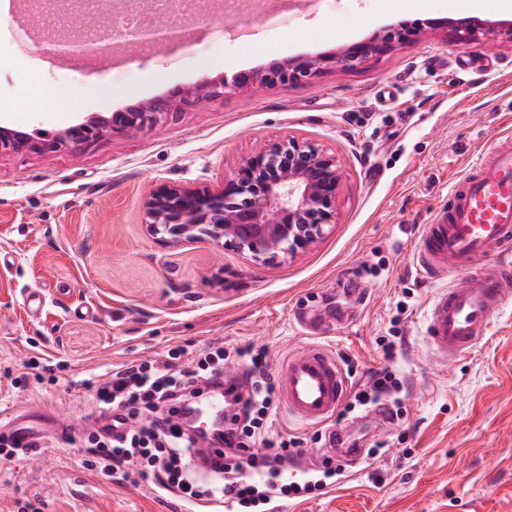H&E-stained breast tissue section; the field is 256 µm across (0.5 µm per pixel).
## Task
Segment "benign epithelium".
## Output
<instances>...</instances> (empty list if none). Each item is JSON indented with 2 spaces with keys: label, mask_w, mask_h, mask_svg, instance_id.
Masks as SVG:
<instances>
[{
  "label": "benign epithelium",
  "mask_w": 512,
  "mask_h": 512,
  "mask_svg": "<svg viewBox=\"0 0 512 512\" xmlns=\"http://www.w3.org/2000/svg\"><path fill=\"white\" fill-rule=\"evenodd\" d=\"M448 28L458 45L466 46L477 32L512 42V22L470 18L439 21L431 29ZM423 28L404 25L338 53L285 59L267 68L241 73L232 80L203 78L165 99L138 102L119 112L90 113L50 139L0 126L3 152L46 154L62 148L79 150L106 135L135 136L168 121L171 114L222 99L254 84H299L335 67H354L395 49L412 47ZM182 39L164 13L136 28H96L78 38L59 32L46 48L59 56L96 58L110 48L163 45ZM341 178L336 156L296 137L269 142L244 157L234 171L216 184L186 185L160 181L143 203L149 235L167 245L208 238L232 247L258 264L296 257L322 238L336 223Z\"/></svg>",
  "instance_id": "1"
}]
</instances>
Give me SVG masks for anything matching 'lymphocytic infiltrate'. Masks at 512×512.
<instances>
[{"mask_svg":"<svg viewBox=\"0 0 512 512\" xmlns=\"http://www.w3.org/2000/svg\"><path fill=\"white\" fill-rule=\"evenodd\" d=\"M239 351L211 345L198 351L175 347L160 360L133 361L113 370L96 391L101 409L116 412L123 430L115 436L91 433L90 454L103 472L136 470L152 476L157 487L193 505L224 503L265 512L276 498H302L339 476L336 458L322 461L320 479L294 480L287 470L299 438L270 445L274 380L264 353L250 356L247 393H234L230 421L214 427L205 440L220 449L223 465L200 479L192 461L203 438L174 421L179 407L224 384V367Z\"/></svg>","mask_w":512,"mask_h":512,"instance_id":"1","label":"lymphocytic infiltrate"}]
</instances>
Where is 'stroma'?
<instances>
[{
	"mask_svg": "<svg viewBox=\"0 0 512 512\" xmlns=\"http://www.w3.org/2000/svg\"><path fill=\"white\" fill-rule=\"evenodd\" d=\"M451 15L449 0L416 10L407 0H305L274 23L245 10L192 23L177 13L169 22L186 47L146 46L110 67L45 52L56 20L33 26L24 0H0V126L47 138L205 77ZM510 123L512 43L481 35L462 47L428 29L410 49L298 85L255 84L134 137L0 155V411L40 406L86 427L100 413L98 382L130 361L219 341L264 351L275 375L318 344L351 366L353 389L372 371L395 373L404 414L379 426L357 410L315 427L277 410L270 439L304 440L298 479L323 459L315 432L385 449L312 498L275 499L271 512H512V307L471 350L441 363L424 331L435 288L410 268L423 226L447 206L475 148ZM288 136L340 165L337 222L304 252L263 265L207 240L168 247L147 235L143 201L157 182L215 183ZM384 336L396 339L394 358ZM32 359L42 380L24 377ZM85 453L82 435L48 436L32 460H0V512L20 501L38 512H183L151 477L87 470Z\"/></svg>",
	"mask_w": 512,
	"mask_h": 512,
	"instance_id": "obj_1",
	"label": "stroma"
}]
</instances>
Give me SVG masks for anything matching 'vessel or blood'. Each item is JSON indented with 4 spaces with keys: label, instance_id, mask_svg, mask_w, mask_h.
<instances>
[{
    "label": "vessel or blood",
    "instance_id": "b4317fda",
    "mask_svg": "<svg viewBox=\"0 0 512 512\" xmlns=\"http://www.w3.org/2000/svg\"><path fill=\"white\" fill-rule=\"evenodd\" d=\"M452 202L425 225L413 261L419 277L435 284L449 262L465 271L453 286L437 288L425 334L439 358L456 359L486 335L492 317L512 302V135L487 142L472 171L456 180ZM241 372L222 389L198 399L191 417L201 426L224 420V391L240 388ZM349 381L335 356L311 346L282 364L278 393L289 415L320 423L343 404Z\"/></svg>",
    "mask_w": 512,
    "mask_h": 512
}]
</instances>
